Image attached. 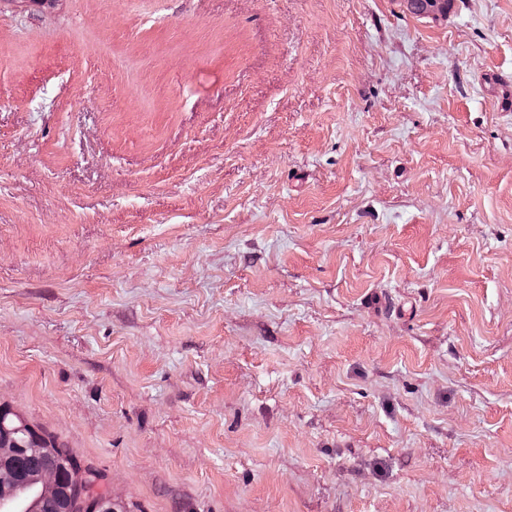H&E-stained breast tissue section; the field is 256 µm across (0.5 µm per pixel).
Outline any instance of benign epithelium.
Returning a JSON list of instances; mask_svg holds the SVG:
<instances>
[{
    "instance_id": "benign-epithelium-1",
    "label": "benign epithelium",
    "mask_w": 512,
    "mask_h": 512,
    "mask_svg": "<svg viewBox=\"0 0 512 512\" xmlns=\"http://www.w3.org/2000/svg\"><path fill=\"white\" fill-rule=\"evenodd\" d=\"M23 422L0 402V512H41L44 504H61L70 491H80L87 473L56 453L35 433L20 436ZM36 457L41 466L21 473L14 467L19 454Z\"/></svg>"
}]
</instances>
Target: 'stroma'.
Here are the masks:
<instances>
[{"instance_id": "stroma-1", "label": "stroma", "mask_w": 512, "mask_h": 512, "mask_svg": "<svg viewBox=\"0 0 512 512\" xmlns=\"http://www.w3.org/2000/svg\"><path fill=\"white\" fill-rule=\"evenodd\" d=\"M512 0H0V401L124 512H512Z\"/></svg>"}]
</instances>
